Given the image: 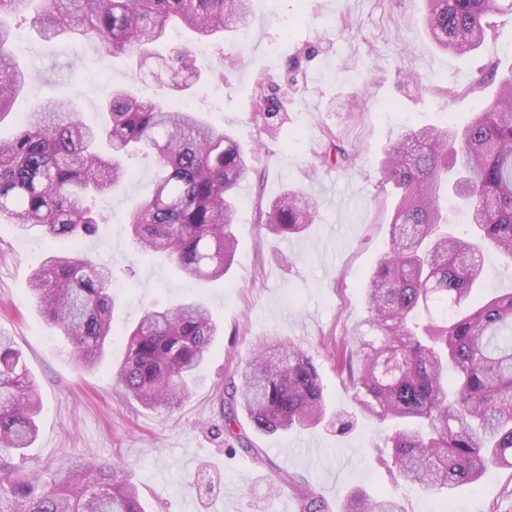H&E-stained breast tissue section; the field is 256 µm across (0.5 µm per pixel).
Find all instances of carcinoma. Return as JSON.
<instances>
[{
    "label": "carcinoma",
    "instance_id": "cac0c4a2",
    "mask_svg": "<svg viewBox=\"0 0 512 512\" xmlns=\"http://www.w3.org/2000/svg\"><path fill=\"white\" fill-rule=\"evenodd\" d=\"M251 0H0V121L28 90L15 54L17 29L6 17L29 14L42 37L67 36L100 55L153 56L151 47L179 25L196 39L242 26ZM426 22L440 48L476 50L491 16L512 14V0H426ZM172 87L188 89L196 59L175 47L164 59ZM491 105L443 127H406L386 153L383 177L399 202L389 250L366 284L370 318L342 357L363 410L391 421L388 471L410 485L453 495L490 467L512 469V291L475 304L484 288L485 254L512 261V65L499 71ZM256 111L274 118V98L259 94ZM97 126L70 98L38 102L10 139H0V217L22 231L73 239L52 251L31 276L40 314L59 330L75 363L92 371L112 332V270L94 263L78 241L102 223L88 196L114 192L133 155H153L161 174L130 214L134 243L166 252L188 282L217 280L230 267L237 238V186L252 173L244 151L222 129L174 100H140L117 89ZM453 192L469 231L448 230L441 197ZM269 229L300 234L317 204L289 189L265 213ZM218 326L207 304L189 298L150 309L129 331L116 385L141 405L172 410L198 378ZM224 432L244 412L257 432L315 427L327 418L311 360L279 341L260 345L238 379L224 387ZM37 384L22 352L0 335V512H145L138 487L119 463L80 464L43 480L14 469L10 456L36 440ZM303 512H327L314 491ZM343 512H403L392 500L352 492Z\"/></svg>",
    "mask_w": 512,
    "mask_h": 512
}]
</instances>
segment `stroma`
I'll use <instances>...</instances> for the list:
<instances>
[{
	"instance_id": "35a3bbf8",
	"label": "stroma",
	"mask_w": 512,
	"mask_h": 512,
	"mask_svg": "<svg viewBox=\"0 0 512 512\" xmlns=\"http://www.w3.org/2000/svg\"><path fill=\"white\" fill-rule=\"evenodd\" d=\"M425 0H253L251 48L238 32L208 45L209 69L176 100L250 151L257 171L240 190L235 260L224 278L189 288L160 253L138 249L129 211L158 174L153 157L128 161L131 177L114 196L87 198L106 219L84 251L112 269V344L97 370L79 372L57 329L34 306L29 281L45 255L69 249L64 239L20 231L0 218V334L23 352L42 397L38 437L13 455L18 469L44 478L82 463H123L147 512H281L284 498L309 488L330 512L362 488L396 500L405 512H512V469L490 468L451 497L390 477L377 458L387 425L362 410L336 350L368 318L362 283L388 248L397 195L384 183L385 148L404 127L443 126L450 114L480 111L492 90L470 92L487 64L512 54V16L498 15L472 55L440 51L424 25ZM15 52L29 66L31 92L20 95L0 136L11 137L32 103L71 95L87 123L118 86L160 96L152 78H136L130 57H104L66 39H42L30 22ZM279 97L283 134L263 129L254 112L256 82ZM349 159L324 163L330 144ZM314 199L318 214L301 235L267 231L261 208L286 189ZM208 304L221 332L190 395L172 413L124 397L111 379L127 330L144 311L190 294ZM293 342L311 359L328 408L348 428L323 425L260 434L241 419L242 449L224 436V386L263 341ZM287 481H279L278 473Z\"/></svg>"
}]
</instances>
